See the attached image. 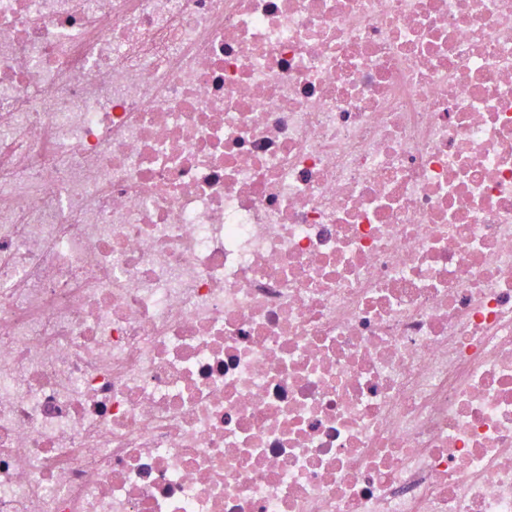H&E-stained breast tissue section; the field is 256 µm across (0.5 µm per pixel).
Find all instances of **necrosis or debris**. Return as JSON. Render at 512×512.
Returning a JSON list of instances; mask_svg holds the SVG:
<instances>
[{"instance_id":"necrosis-or-debris-1","label":"necrosis or debris","mask_w":512,"mask_h":512,"mask_svg":"<svg viewBox=\"0 0 512 512\" xmlns=\"http://www.w3.org/2000/svg\"><path fill=\"white\" fill-rule=\"evenodd\" d=\"M0 512H512V0H0Z\"/></svg>"}]
</instances>
